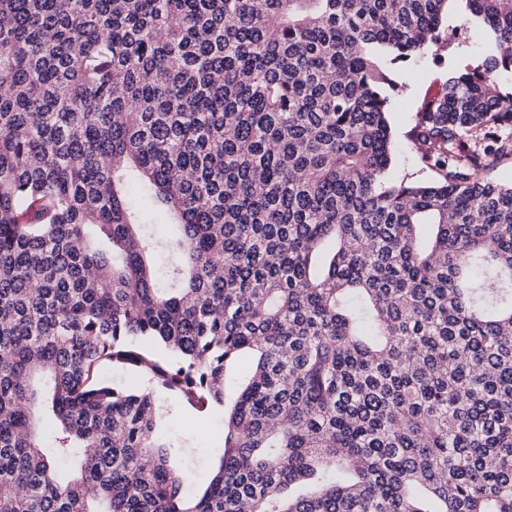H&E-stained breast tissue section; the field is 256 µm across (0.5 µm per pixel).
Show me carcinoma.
I'll return each mask as SVG.
<instances>
[{
    "label": "carcinoma",
    "mask_w": 512,
    "mask_h": 512,
    "mask_svg": "<svg viewBox=\"0 0 512 512\" xmlns=\"http://www.w3.org/2000/svg\"><path fill=\"white\" fill-rule=\"evenodd\" d=\"M463 2L408 182L448 0H0V512H512V0ZM161 392L224 411L195 494ZM459 3L450 2L448 5V26L456 28L457 32L444 52L445 60L442 68L435 66L431 57H425L398 72V80L406 83L407 89L402 95L391 99L388 120L396 141L401 145L405 142L404 133L410 126L420 100L441 90V82L436 79L439 73L444 72L449 75L457 67L472 64L478 58L472 34L462 26ZM395 171L400 178L407 181H419L426 178V174L419 171L406 147L401 146L395 156Z\"/></svg>",
    "instance_id": "carcinoma-1"
}]
</instances>
